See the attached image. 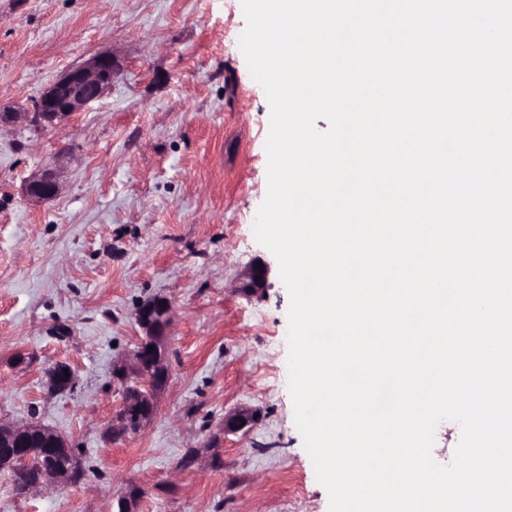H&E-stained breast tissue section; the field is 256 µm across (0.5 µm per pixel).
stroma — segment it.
<instances>
[{"mask_svg": "<svg viewBox=\"0 0 512 512\" xmlns=\"http://www.w3.org/2000/svg\"><path fill=\"white\" fill-rule=\"evenodd\" d=\"M241 0H0V104L32 109L69 68L111 52L112 86L56 128L0 126V420L42 423L80 448L74 486L0 512H329L288 391L289 294L252 231L266 197L270 106L239 47ZM54 168L58 196L24 199ZM265 288L243 286L254 263ZM173 303L172 378L140 433L106 437L112 366L137 306ZM75 369L49 391L46 368ZM249 409L252 428L223 432Z\"/></svg>", "mask_w": 512, "mask_h": 512, "instance_id": "obj_1", "label": "stroma"}]
</instances>
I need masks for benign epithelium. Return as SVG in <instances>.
Returning a JSON list of instances; mask_svg holds the SVG:
<instances>
[{"mask_svg":"<svg viewBox=\"0 0 512 512\" xmlns=\"http://www.w3.org/2000/svg\"><path fill=\"white\" fill-rule=\"evenodd\" d=\"M115 59L110 52H101L85 63L65 71L40 96L32 112H1L0 123H13L21 119L43 127H54L74 113L88 108L104 95L112 85ZM60 184L50 169L32 175L25 184V195L30 199L45 201L54 198ZM244 288L250 292L264 289L268 268L252 266L246 275ZM173 306L166 297H155L139 307L136 322L142 336L138 337L130 362L114 369V375L125 386L119 411L112 421L115 435H136L154 419L157 396L167 386L171 377V364L166 349V338L172 322ZM252 421V414L239 412L224 418V431L245 428ZM38 433L42 446L49 452L64 450L69 457L65 466L48 463L39 479L25 486L30 494L43 488L62 489L76 483L81 470L78 455L66 439L52 429L29 423L15 425L0 421V447H25V434Z\"/></svg>","mask_w":512,"mask_h":512,"instance_id":"7a95c632","label":"benign epithelium"}]
</instances>
